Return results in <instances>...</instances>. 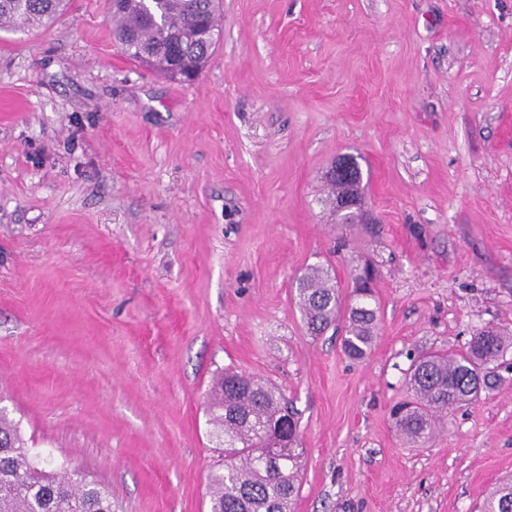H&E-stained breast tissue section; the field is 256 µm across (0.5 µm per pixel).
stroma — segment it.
I'll return each mask as SVG.
<instances>
[{
	"label": "stroma",
	"instance_id": "stroma-1",
	"mask_svg": "<svg viewBox=\"0 0 512 512\" xmlns=\"http://www.w3.org/2000/svg\"><path fill=\"white\" fill-rule=\"evenodd\" d=\"M109 0L0 33V408L114 512H209L207 422L231 367L292 401L293 512H478L512 478V369L423 447L389 410L412 358L512 329V0H221L199 77L113 40ZM362 173L365 224L323 175ZM375 269L370 354L307 334ZM336 164L340 163L347 169V172L349 174V179L346 178H331L328 176V171H330V176H339L342 171L333 168H329L325 173V179L332 188V195L328 197L326 200L327 204L329 205L333 216L336 217V220H341V223H347L346 220L351 221L352 223L349 224H355L354 221L356 219H360L363 215V211L358 209L361 206L360 200L362 199L361 196V180H362V174L361 169L359 168L358 163L353 157H342L339 158L337 161H335ZM334 162V164H335ZM341 195H347L352 196L355 198H345L338 203V198ZM337 203L340 211H350L353 209H358V211H351L349 215H339L337 211ZM296 291L306 330L311 336L320 335L340 317V292L328 268L309 267L298 278Z\"/></svg>",
	"mask_w": 512,
	"mask_h": 512
}]
</instances>
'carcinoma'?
Segmentation results:
<instances>
[{
  "label": "carcinoma",
  "mask_w": 512,
  "mask_h": 512,
  "mask_svg": "<svg viewBox=\"0 0 512 512\" xmlns=\"http://www.w3.org/2000/svg\"><path fill=\"white\" fill-rule=\"evenodd\" d=\"M65 0H0V29L21 30L30 23L55 20ZM218 0H119L111 9L112 37L126 55L167 74L175 68L201 71L214 44L199 38L204 23L217 29ZM349 178L326 177L333 216L355 221L363 211L340 215L341 195L361 198L362 174L352 157H342ZM299 305L307 332L317 336L346 313L342 349L359 360L371 351L377 325L371 287L353 278V299L342 307L340 292L329 269L314 265L298 278ZM512 347V336L482 329L465 349L449 355L419 356L405 375L410 400L395 405L391 418L397 431L414 442L432 438L439 414L464 405L497 382L494 366ZM206 413L224 468L210 477V512H290L298 495L301 458L299 425L288 398L270 383L231 368L211 384ZM282 439L273 448V438ZM0 512H112V492L73 470L63 475L40 466L31 457L17 424L0 411ZM482 512H512V486H502L486 498Z\"/></svg>",
  "instance_id": "obj_1"
}]
</instances>
